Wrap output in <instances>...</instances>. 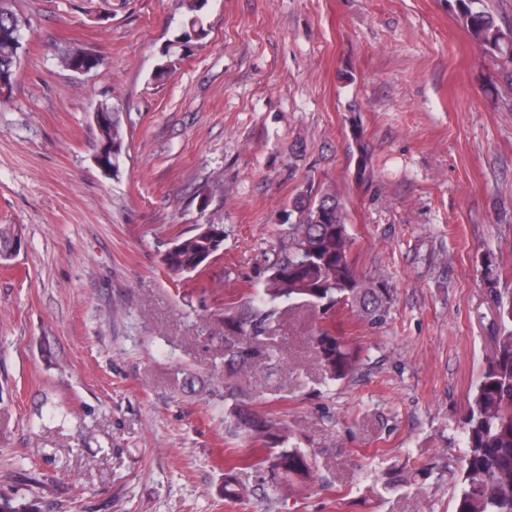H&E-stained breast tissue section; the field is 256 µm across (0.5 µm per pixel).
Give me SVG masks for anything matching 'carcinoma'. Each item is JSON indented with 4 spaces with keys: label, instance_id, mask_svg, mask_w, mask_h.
<instances>
[{
    "label": "carcinoma",
    "instance_id": "cac0c4a2",
    "mask_svg": "<svg viewBox=\"0 0 512 512\" xmlns=\"http://www.w3.org/2000/svg\"><path fill=\"white\" fill-rule=\"evenodd\" d=\"M207 0H182L184 8L179 34L170 42L159 76L170 73L176 62L188 55L209 35L204 12ZM457 20L483 53L512 63V24L498 18L487 0H456ZM25 20L13 9L12 0H0V104L13 91L16 68L23 48ZM60 59L91 71L100 65L95 50L67 46ZM99 113L95 156L104 172L115 175L124 145L120 109L107 102L94 105ZM298 220L293 225L288 252L275 264L264 295L224 312V363L241 371L251 360L255 339L270 312L269 302L286 297L319 303L325 312L346 306L359 315L378 321L392 301L388 284L358 275L350 257L352 237L346 224L345 207L334 192L323 190L298 194L292 202ZM221 224H201L181 235L166 252L163 262L174 274L192 273L214 257L223 244ZM495 300L500 322L495 353L468 403L465 418L466 457L454 512H512V292L497 291ZM312 343L327 377L347 378L356 368L358 352L336 329L318 330ZM235 429L262 445L260 454L245 460L246 466L267 469L272 477L304 481L312 470L309 457L298 449L282 447L285 436L277 424L248 411L234 415ZM247 495L235 468L224 473V498L232 501ZM0 512H37L36 503L0 495Z\"/></svg>",
    "mask_w": 512,
    "mask_h": 512
}]
</instances>
